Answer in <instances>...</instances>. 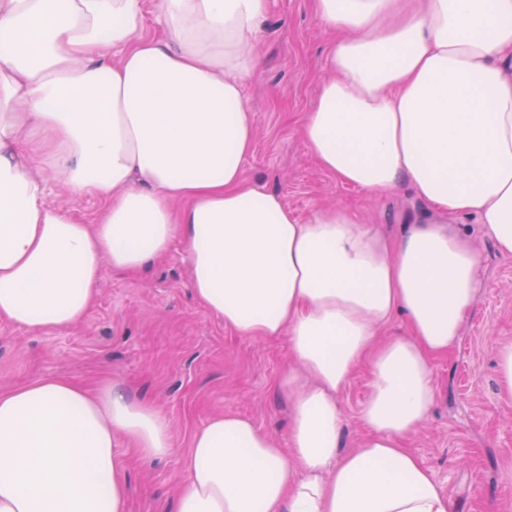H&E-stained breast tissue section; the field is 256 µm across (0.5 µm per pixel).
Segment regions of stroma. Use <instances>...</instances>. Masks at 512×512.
Listing matches in <instances>:
<instances>
[{
  "label": "stroma",
  "mask_w": 512,
  "mask_h": 512,
  "mask_svg": "<svg viewBox=\"0 0 512 512\" xmlns=\"http://www.w3.org/2000/svg\"><path fill=\"white\" fill-rule=\"evenodd\" d=\"M331 39L312 0H272L258 41L265 69L246 89L256 137L243 174L279 192L298 217L316 204H340L391 235L424 209L408 185L372 198L342 184L318 166L301 133ZM465 224L481 254L479 293L459 344L433 364L441 393L408 446L449 493L454 512H512V402L499 397L495 360L496 347L512 343V256L497 252L475 218ZM189 281L177 242L135 274L104 266L93 305L72 329L34 333L0 320V387L46 375L94 386L109 375L167 417L179 452L149 463L130 457L129 512H172L180 452L210 415L232 411L275 438L287 433L289 404L275 389L287 342L225 328ZM369 380L359 365L338 395L343 450L364 433L358 413Z\"/></svg>",
  "instance_id": "stroma-1"
}]
</instances>
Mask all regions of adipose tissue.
Here are the masks:
<instances>
[{"label": "adipose tissue", "mask_w": 512, "mask_h": 512, "mask_svg": "<svg viewBox=\"0 0 512 512\" xmlns=\"http://www.w3.org/2000/svg\"><path fill=\"white\" fill-rule=\"evenodd\" d=\"M270 0H0V318L78 324L104 265L129 272L182 243L199 303L245 338L288 342L283 439L234 412L178 453L167 418L108 380L0 388V512H127L125 450L182 456L174 512H453L408 448L461 338L477 216L512 255V0H313L334 37L302 134L319 166L426 206L396 238L342 207L307 218L246 182ZM102 202L93 224L49 203L51 179ZM408 333L389 335L395 316ZM372 380L365 436L339 454V392Z\"/></svg>", "instance_id": "obj_1"}]
</instances>
